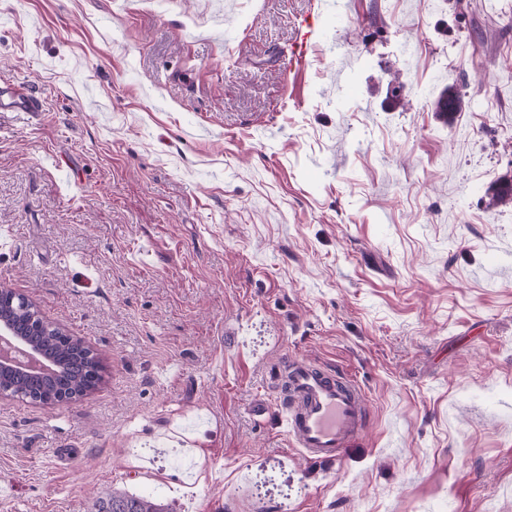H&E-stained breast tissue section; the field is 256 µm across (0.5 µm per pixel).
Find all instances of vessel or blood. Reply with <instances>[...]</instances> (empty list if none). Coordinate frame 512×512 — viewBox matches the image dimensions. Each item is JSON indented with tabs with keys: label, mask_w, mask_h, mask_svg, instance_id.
I'll return each instance as SVG.
<instances>
[{
	"label": "vessel or blood",
	"mask_w": 512,
	"mask_h": 512,
	"mask_svg": "<svg viewBox=\"0 0 512 512\" xmlns=\"http://www.w3.org/2000/svg\"><path fill=\"white\" fill-rule=\"evenodd\" d=\"M37 112L39 100L21 84L0 87V109ZM273 383L284 398L282 423L295 447L320 463L339 461L364 433L366 403L359 385L338 371L304 362H287Z\"/></svg>",
	"instance_id": "b4317fda"
}]
</instances>
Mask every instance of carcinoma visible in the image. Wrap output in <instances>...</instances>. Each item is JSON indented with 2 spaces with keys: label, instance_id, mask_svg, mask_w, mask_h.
<instances>
[{
  "label": "carcinoma",
  "instance_id": "1",
  "mask_svg": "<svg viewBox=\"0 0 512 512\" xmlns=\"http://www.w3.org/2000/svg\"><path fill=\"white\" fill-rule=\"evenodd\" d=\"M461 94L454 86L447 87L435 101L439 116L449 119L459 110ZM489 201L493 205L512 202V177H505L492 186ZM0 316L12 322L20 331H25L31 314L0 305ZM42 354L57 363L56 372L44 379H34L19 374L10 379L13 389L36 398L75 397L81 399L96 390L90 376L91 369L100 363L97 352L82 341H68L57 329H44L36 336L28 337ZM92 512H168L160 501L146 496L128 494L114 490L95 499Z\"/></svg>",
  "mask_w": 512,
  "mask_h": 512
}]
</instances>
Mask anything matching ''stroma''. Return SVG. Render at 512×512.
<instances>
[{
    "label": "stroma",
    "mask_w": 512,
    "mask_h": 512,
    "mask_svg": "<svg viewBox=\"0 0 512 512\" xmlns=\"http://www.w3.org/2000/svg\"><path fill=\"white\" fill-rule=\"evenodd\" d=\"M12 83L0 284L103 379L0 397V512H512V0H0ZM287 355L366 395L336 463ZM6 106L17 112L41 111L39 100L22 84L0 87V110ZM461 94L455 86L447 87L435 101V110L439 116L448 120L461 106ZM272 382L284 398L282 424L296 448L315 462L335 463L364 433L366 403L359 385L333 369L284 357ZM92 512H168V508L151 497L112 490L95 499Z\"/></svg>",
    "instance_id": "35a3bbf8"
}]
</instances>
